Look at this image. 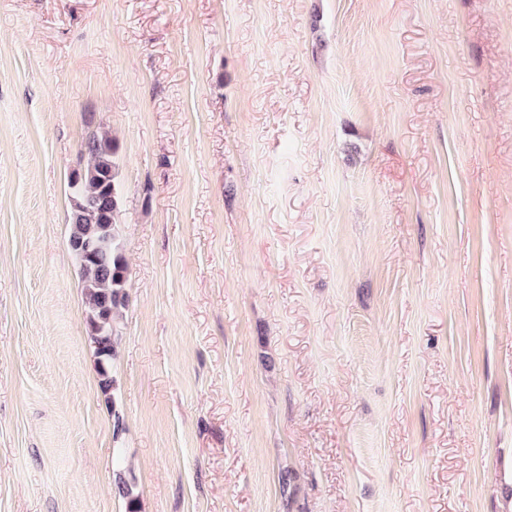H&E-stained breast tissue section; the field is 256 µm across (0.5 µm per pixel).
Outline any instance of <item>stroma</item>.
Returning <instances> with one entry per match:
<instances>
[{
  "label": "stroma",
  "mask_w": 512,
  "mask_h": 512,
  "mask_svg": "<svg viewBox=\"0 0 512 512\" xmlns=\"http://www.w3.org/2000/svg\"><path fill=\"white\" fill-rule=\"evenodd\" d=\"M119 468L139 512H512V0H0V512H127ZM81 153L88 161L71 178L74 192L68 244L82 274L87 327L99 364V387L108 394L113 385L114 323L127 303V263L117 222L115 146L111 138L93 135L85 140Z\"/></svg>",
  "instance_id": "35a3bbf8"
}]
</instances>
